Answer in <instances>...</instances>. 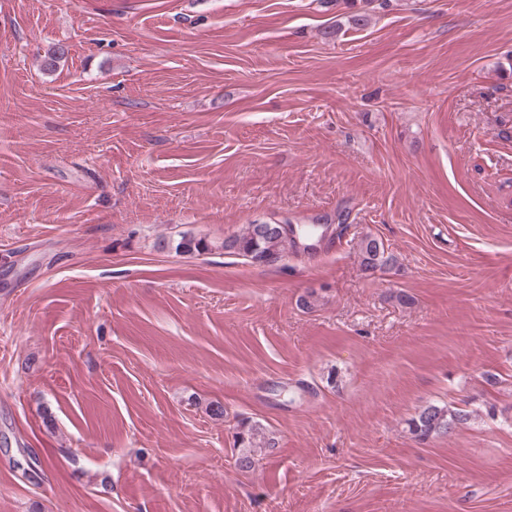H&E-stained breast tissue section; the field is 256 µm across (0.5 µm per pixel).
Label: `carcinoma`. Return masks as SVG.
Wrapping results in <instances>:
<instances>
[{"instance_id": "1", "label": "carcinoma", "mask_w": 512, "mask_h": 512, "mask_svg": "<svg viewBox=\"0 0 512 512\" xmlns=\"http://www.w3.org/2000/svg\"><path fill=\"white\" fill-rule=\"evenodd\" d=\"M318 235L315 226H298L297 237L284 236L280 233L262 234L258 231V224H245L242 228L229 236L219 248L224 252L239 256L256 265H274L288 258V254L297 249L298 241L310 239ZM213 245L207 240L191 235H182L174 246L175 252L200 253L212 250ZM361 265L366 270H376L387 265L391 256L383 241L373 235L361 238L359 244ZM472 412L463 408H440L429 405L421 409L409 422V432L419 440L430 437L450 434L457 427L468 423ZM262 434L260 426L243 423L237 432V442L244 448L257 447V438Z\"/></svg>"}]
</instances>
